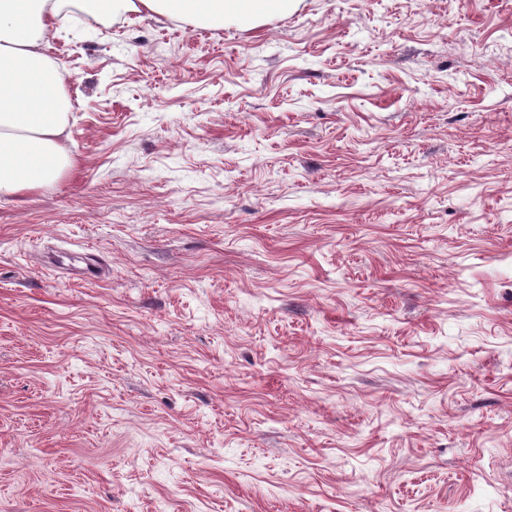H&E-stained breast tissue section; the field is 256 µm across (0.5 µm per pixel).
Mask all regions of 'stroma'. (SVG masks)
<instances>
[{"mask_svg":"<svg viewBox=\"0 0 512 512\" xmlns=\"http://www.w3.org/2000/svg\"><path fill=\"white\" fill-rule=\"evenodd\" d=\"M101 22L0 198V512H512V0Z\"/></svg>","mask_w":512,"mask_h":512,"instance_id":"1","label":"stroma"}]
</instances>
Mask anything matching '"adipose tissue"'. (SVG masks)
<instances>
[{
  "label": "adipose tissue",
  "instance_id": "1",
  "mask_svg": "<svg viewBox=\"0 0 512 512\" xmlns=\"http://www.w3.org/2000/svg\"><path fill=\"white\" fill-rule=\"evenodd\" d=\"M120 18L149 11L191 24L250 22L287 12L290 0H93ZM62 0H0V197L43 187L71 161L62 143L71 102L46 48Z\"/></svg>",
  "mask_w": 512,
  "mask_h": 512
}]
</instances>
